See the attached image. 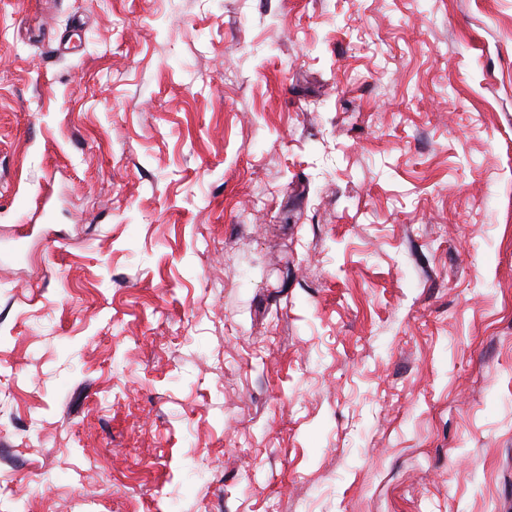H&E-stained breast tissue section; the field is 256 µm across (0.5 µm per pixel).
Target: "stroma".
<instances>
[{
	"instance_id": "1",
	"label": "stroma",
	"mask_w": 512,
	"mask_h": 512,
	"mask_svg": "<svg viewBox=\"0 0 512 512\" xmlns=\"http://www.w3.org/2000/svg\"><path fill=\"white\" fill-rule=\"evenodd\" d=\"M157 503L512 512V0H0V512Z\"/></svg>"
}]
</instances>
